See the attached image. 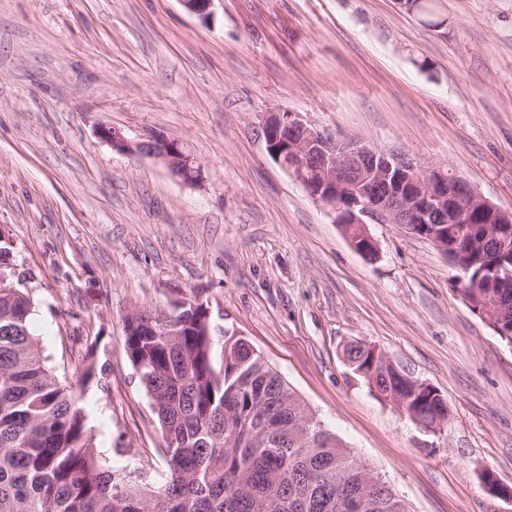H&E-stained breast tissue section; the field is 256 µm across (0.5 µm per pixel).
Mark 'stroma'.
Masks as SVG:
<instances>
[{
    "label": "stroma",
    "mask_w": 512,
    "mask_h": 512,
    "mask_svg": "<svg viewBox=\"0 0 512 512\" xmlns=\"http://www.w3.org/2000/svg\"><path fill=\"white\" fill-rule=\"evenodd\" d=\"M0 0V231L35 299L42 356L83 390L112 470L161 479V431L125 347V318L189 294L215 336L245 338L409 512H512V344L467 306L447 257L373 224L370 261L266 150L261 116L290 110L333 134L465 178L512 211V0ZM163 132L204 165L189 185L102 141ZM381 350L452 415L416 427L349 368Z\"/></svg>",
    "instance_id": "obj_1"
}]
</instances>
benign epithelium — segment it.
<instances>
[{
	"instance_id": "1",
	"label": "benign epithelium",
	"mask_w": 512,
	"mask_h": 512,
	"mask_svg": "<svg viewBox=\"0 0 512 512\" xmlns=\"http://www.w3.org/2000/svg\"><path fill=\"white\" fill-rule=\"evenodd\" d=\"M179 2L188 12L206 20L212 15L215 0ZM262 122L270 157L302 183L327 209L334 223L357 228L352 244L367 256L379 254L378 243L368 230L370 224H401L411 232L421 224L424 236L459 268L463 267V253L458 249L448 252V245L442 243L448 239L447 233L439 229L448 224H465L478 211L488 219L499 217L500 234L512 231L511 212L500 209L469 182L451 177L439 168L423 166L402 153L323 132L305 122L297 112H265ZM98 133L119 152L159 160L173 176L188 184L203 180V163L176 138L155 132L134 140L112 126H102ZM9 279L28 287L26 278L11 262L0 265V284ZM182 309L210 316L209 308L198 296L175 302L173 310ZM149 327L156 336L180 335L170 311L165 309L158 310L157 322H149ZM479 478L489 491L512 500V489L500 484L495 473L484 469Z\"/></svg>"
}]
</instances>
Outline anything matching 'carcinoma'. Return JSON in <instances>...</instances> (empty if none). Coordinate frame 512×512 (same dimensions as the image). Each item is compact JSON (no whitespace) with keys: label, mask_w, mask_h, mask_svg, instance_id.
<instances>
[{"label":"carcinoma","mask_w":512,"mask_h":512,"mask_svg":"<svg viewBox=\"0 0 512 512\" xmlns=\"http://www.w3.org/2000/svg\"><path fill=\"white\" fill-rule=\"evenodd\" d=\"M459 243L463 297L512 329V278L491 279L488 265L508 243L481 215ZM26 288H0V512H398L396 493L352 455L297 393L243 338L218 346L198 318L170 341L139 325L124 346L152 400L168 473L156 485L122 480L94 448L76 388L42 359L30 330ZM353 373L410 420L450 419L438 390L397 373L361 344L348 349ZM237 429L228 447L224 427Z\"/></svg>","instance_id":"obj_1"}]
</instances>
